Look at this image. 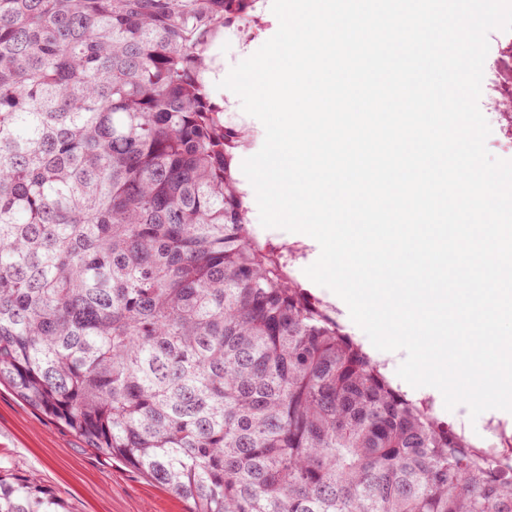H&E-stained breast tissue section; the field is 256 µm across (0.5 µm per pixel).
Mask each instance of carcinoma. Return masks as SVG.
<instances>
[{
  "instance_id": "1",
  "label": "carcinoma",
  "mask_w": 512,
  "mask_h": 512,
  "mask_svg": "<svg viewBox=\"0 0 512 512\" xmlns=\"http://www.w3.org/2000/svg\"><path fill=\"white\" fill-rule=\"evenodd\" d=\"M249 0H0V384L189 512H512L247 222L211 94ZM0 512H67L0 476Z\"/></svg>"
}]
</instances>
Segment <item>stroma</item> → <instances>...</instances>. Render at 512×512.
<instances>
[{
  "instance_id": "1",
  "label": "stroma",
  "mask_w": 512,
  "mask_h": 512,
  "mask_svg": "<svg viewBox=\"0 0 512 512\" xmlns=\"http://www.w3.org/2000/svg\"><path fill=\"white\" fill-rule=\"evenodd\" d=\"M272 0H256L254 12L260 26L242 30L240 25L225 29L215 52L224 69H231L253 54L278 29L271 11ZM490 49L484 63L479 107L492 132L486 141L496 157L512 159V149L502 143L512 140V101L503 95L505 81H512V32L489 34ZM215 100L225 111L235 113L237 131L246 143L241 158L256 154L265 131L259 120L244 113L241 101L227 89L213 88ZM274 242L296 247L293 275L303 288L328 305H335L329 289L312 282L304 273L320 248L299 242L295 233L277 228L265 231ZM0 473L32 479L62 501L68 512H189L188 503L141 472L90 448L86 441L63 423L0 385Z\"/></svg>"
}]
</instances>
